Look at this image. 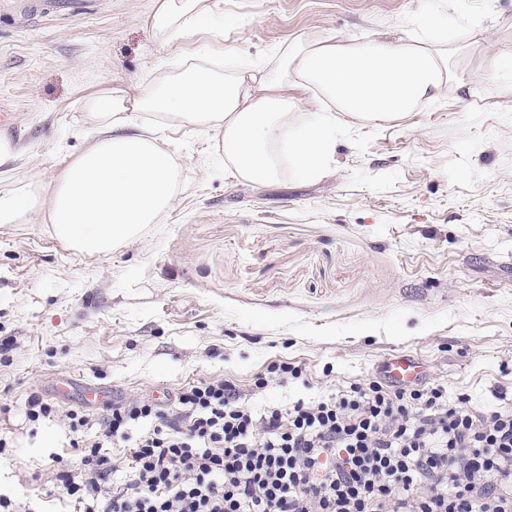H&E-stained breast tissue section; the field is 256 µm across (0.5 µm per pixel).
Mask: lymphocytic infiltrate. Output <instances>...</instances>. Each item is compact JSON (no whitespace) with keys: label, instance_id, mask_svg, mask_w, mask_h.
<instances>
[{"label":"lymphocytic infiltrate","instance_id":"lymphocytic-infiltrate-1","mask_svg":"<svg viewBox=\"0 0 512 512\" xmlns=\"http://www.w3.org/2000/svg\"><path fill=\"white\" fill-rule=\"evenodd\" d=\"M494 397L475 407L440 382L369 379L260 409L204 379L172 409L112 404L99 426L123 449L92 443L59 479L74 512H512V404ZM122 469L130 479L112 482Z\"/></svg>","mask_w":512,"mask_h":512}]
</instances>
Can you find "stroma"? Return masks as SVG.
Masks as SVG:
<instances>
[{"instance_id":"obj_1","label":"stroma","mask_w":512,"mask_h":512,"mask_svg":"<svg viewBox=\"0 0 512 512\" xmlns=\"http://www.w3.org/2000/svg\"><path fill=\"white\" fill-rule=\"evenodd\" d=\"M153 0H0V108L26 150L18 183L49 186L94 133L90 95L147 77L176 54L260 59L307 36L398 38L414 17L512 26V0H215L216 22L172 46L140 23ZM186 146L176 207L105 256L77 253L30 218L0 226V494L53 501L74 460L58 419L28 421L39 393L90 416L112 399L175 395L201 379L243 390L277 361L306 376L255 394L285 406L366 381L396 354L473 404L512 397V105L485 81L470 106L442 99L342 138L336 170L237 183Z\"/></svg>"}]
</instances>
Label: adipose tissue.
Listing matches in <instances>:
<instances>
[{"label":"adipose tissue","instance_id":"adipose-tissue-1","mask_svg":"<svg viewBox=\"0 0 512 512\" xmlns=\"http://www.w3.org/2000/svg\"><path fill=\"white\" fill-rule=\"evenodd\" d=\"M214 0H154L144 22L170 45L206 26ZM481 22L458 35L430 17L396 42L332 36L282 43L262 62L185 55L151 79L86 99L95 139L50 188L17 185L24 148L0 135V224L39 215L80 253L105 255L161 223L182 189L181 145L162 127L212 132L213 153L233 180H314L336 166L340 115L376 126L448 97L467 105L486 73L512 94V37L490 42Z\"/></svg>","mask_w":512,"mask_h":512}]
</instances>
